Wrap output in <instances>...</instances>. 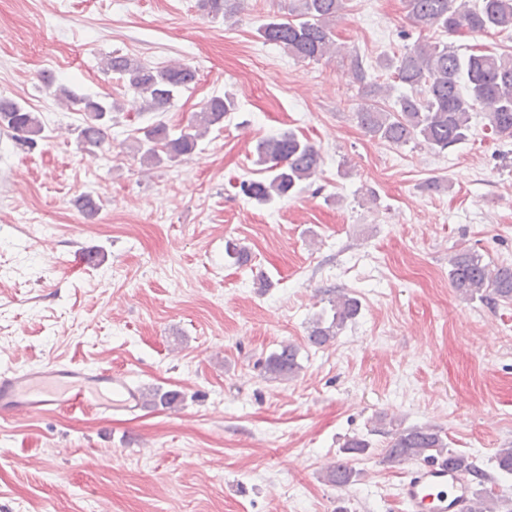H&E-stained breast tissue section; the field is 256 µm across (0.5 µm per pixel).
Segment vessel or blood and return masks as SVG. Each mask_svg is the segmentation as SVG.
Returning <instances> with one entry per match:
<instances>
[{"label":"vessel or blood","mask_w":512,"mask_h":512,"mask_svg":"<svg viewBox=\"0 0 512 512\" xmlns=\"http://www.w3.org/2000/svg\"><path fill=\"white\" fill-rule=\"evenodd\" d=\"M139 388L126 374L57 361L25 372L0 373V416L36 418L88 409L101 414L141 410ZM403 512H468L470 489L446 462H427L400 487Z\"/></svg>","instance_id":"1"}]
</instances>
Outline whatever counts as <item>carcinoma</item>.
I'll return each mask as SVG.
<instances>
[{
    "label": "carcinoma",
    "mask_w": 512,
    "mask_h": 512,
    "mask_svg": "<svg viewBox=\"0 0 512 512\" xmlns=\"http://www.w3.org/2000/svg\"><path fill=\"white\" fill-rule=\"evenodd\" d=\"M345 2L291 0L288 17L271 18L260 28V35L297 59L318 60L336 49L333 26ZM198 7L215 16L231 12L230 0H198ZM405 8L415 24L450 35L462 30L473 34L512 32V0H405ZM386 67L394 70V78L405 92L392 106L381 108L374 98L386 89L367 82L361 62L354 61L362 99L355 116L370 137L400 146L423 142L443 152L468 139L472 114L481 112L492 131L512 138V55L474 50L460 54L445 43L417 41L397 60H388ZM104 68L140 97L146 112L166 111L176 95L197 79L191 67H151L119 53L108 56ZM54 95L83 104L82 122L77 127L79 142L85 148L100 147L117 109L115 102L89 97L79 100L63 86L56 87ZM234 109L231 97L215 96L177 133L163 123L145 128L144 158L159 164L165 158L172 161L191 153L198 140L211 128L222 126ZM0 129L14 133L20 145L32 147L44 126L39 113L16 100L0 98ZM255 154L267 177L242 184L241 191L259 204L299 192L303 183L315 176L320 162L315 146L292 130L260 140ZM448 277L452 288L468 300L512 303V265L492 266L478 252L461 250L449 259ZM329 303L332 315L318 317L309 327L308 341L315 347L330 343L360 313L358 300L344 292ZM298 355L293 344H280L266 357L265 373L275 379L295 378L302 369ZM442 457L461 475L484 484V473L472 458L449 448L432 427H399L385 448V459L391 463ZM494 462L500 472L512 475V445L497 449ZM355 477L356 472L344 463H332L324 471V480L337 487L351 484ZM470 512H512V501L483 488L472 498Z\"/></svg>",
    "instance_id": "cac0c4a2"
}]
</instances>
